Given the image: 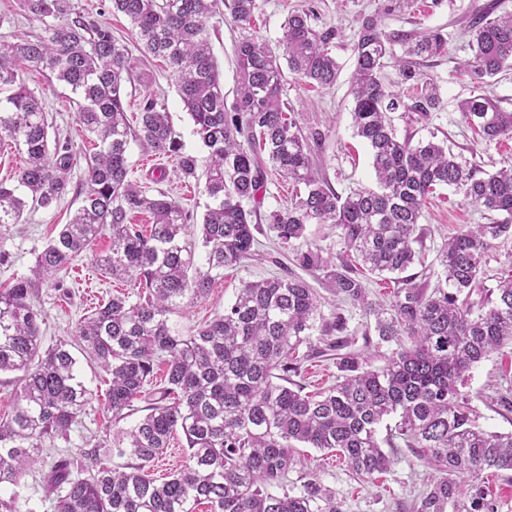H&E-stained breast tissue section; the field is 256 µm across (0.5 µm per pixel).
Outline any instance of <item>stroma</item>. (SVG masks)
Segmentation results:
<instances>
[{
  "mask_svg": "<svg viewBox=\"0 0 512 512\" xmlns=\"http://www.w3.org/2000/svg\"><path fill=\"white\" fill-rule=\"evenodd\" d=\"M489 0H415L414 7L406 12L381 15L387 31L408 33L442 29L448 33V53L440 58L423 61L420 71L433 79L439 87L441 107L423 124H409L404 113L392 115V124L398 135L416 133L426 138L436 135L447 143L459 162L484 172H495L512 164V140L498 144L465 134L457 103L469 97L470 87L455 74L458 64L471 60L467 27L478 7ZM385 0H259L255 12L254 28L269 43H276L282 36V23L289 12L313 10L320 23L338 28L340 36L333 52L340 65L335 85L329 89H313L302 80L289 79L287 98L297 113L302 126H319L327 131L329 140L323 154L314 159L315 173L328 181L340 194L371 188L375 185L371 155L367 146L354 135L351 118V77L354 70L352 44L355 33L364 18L378 13ZM379 14V13H378ZM208 32L214 56L224 81L226 101H233L236 90V64L234 46L238 30L231 25L210 21ZM27 85L42 98L47 119L67 130L76 148L84 153L97 149L94 138L80 136L75 123L77 106L71 93L62 86H49L39 73L30 74ZM125 109L129 121H136L140 104L146 96H153L164 104L171 121L182 136L185 152L205 160L206 153L192 133V121L185 111L172 74L161 61L139 65L132 85L127 88ZM165 166L169 176L161 183H154L152 172L156 166ZM129 177L150 192L165 191L170 199L179 203L196 218L201 217L209 198L204 181L178 178L173 159H162L147 153L139 143H131L128 150ZM75 195H68L49 208H26L24 221L12 225L4 244L9 254L7 262L0 264V282L29 274L37 254L57 236L63 224L68 223L72 212L79 206ZM481 207L465 200L462 194L449 188L437 190L428 199L419 220L427 236L420 261L412 265V272L428 269L439 272L437 253L460 227L485 223ZM259 254L244 265L225 270L223 277L214 281L208 295L170 317V323L179 334L186 335L197 326L222 313L241 285L279 274V267L272 260L278 246L270 232L260 234ZM109 246L108 238L98 240L91 250L84 253L71 268L61 271L55 282L43 284L39 301L45 314L41 326L44 345L69 340L75 334L80 320L90 315L95 307L112 296L129 292L128 283L106 275L95 261L96 254ZM80 377L90 390L91 397L81 413V422L72 428L67 439L54 443L58 451L78 453L97 435L103 418L102 408L108 389L106 376L91 367L86 360H79ZM512 379V346L503 347L488 360L478 364L471 372L465 386L472 404L481 418L480 425L490 431H512V413L490 405L493 388L504 386ZM302 468L317 474L322 481L335 489L338 498L347 504L348 512H397L396 506L409 502L431 477L432 472L409 451L394 456L390 470L371 483L355 481L347 468L335 456L312 448L300 451Z\"/></svg>",
  "mask_w": 512,
  "mask_h": 512,
  "instance_id": "obj_1",
  "label": "stroma"
}]
</instances>
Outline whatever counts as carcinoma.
I'll list each match as a JSON object with an SVG mask.
<instances>
[{
    "instance_id": "obj_1",
    "label": "carcinoma",
    "mask_w": 512,
    "mask_h": 512,
    "mask_svg": "<svg viewBox=\"0 0 512 512\" xmlns=\"http://www.w3.org/2000/svg\"><path fill=\"white\" fill-rule=\"evenodd\" d=\"M131 24L144 59H162L175 78L193 134L207 150L205 189L211 199L200 224L207 268L186 239L190 214L165 196H151L129 178L127 152L139 142L172 157L176 172L198 178V158L183 149L165 107L147 97L139 125L125 113L127 86L138 60L112 29L74 0H20L37 36L0 38V141L24 149L17 185H0V238L21 223L26 202L48 208L71 192L72 169L83 166V199L69 223L38 253L28 276L0 283V373L22 372L11 417L0 420V490L18 486L45 462L46 442L67 439L80 423L89 390L80 380L79 349L108 376L101 439L77 456L47 464L44 497L52 512H346L344 501L313 473L288 487L301 460L297 444L335 451L353 477L371 482L390 469L384 450L407 448L434 471L411 512H498L483 480L487 471L512 473V432H487L463 391L469 372L504 344H512V274L484 285L491 242L512 236V164L493 173L458 162L440 141L397 136L390 114L403 110L429 120L440 106L438 86L421 77L419 61L448 51V34L387 32L380 14L363 19L352 46L350 93L356 136L369 147L377 189L338 194L312 169L327 134L300 125L283 99L286 74L319 88L336 83L332 55L337 30L318 27L309 11L285 20L275 45L252 31L258 0H110ZM228 18L241 31L235 46L238 85L224 99L207 23ZM473 58L456 73L480 94L458 104L462 120L485 141L512 139V112L487 94L491 79L512 69V13L481 15L469 25ZM403 83L420 85L405 102L383 79L393 46ZM36 71L76 96V122L98 150L77 154L54 137L42 99L26 84ZM292 185L295 197L269 214V229L286 248L308 224H333L344 253L309 244L293 253V271L244 283L224 313L188 336L169 315L207 296L224 269L252 259L255 211L266 168ZM441 186L492 216L460 228L439 250L444 282H416L405 272L418 221ZM152 216L150 232L132 215ZM110 246L96 262L133 292L113 296L78 324L73 343L42 344L39 286L48 283L101 236ZM396 275L386 308L369 301L364 273ZM322 279L341 302L358 308L378 341L392 345L380 367L350 350L345 310L326 316L307 277ZM307 351L300 352L301 347ZM336 361V384L309 394L292 377L312 356ZM163 385L154 384L156 371ZM132 426L120 423L140 411ZM395 418L394 425L384 424ZM385 436L379 437L380 426ZM187 461L164 481L151 467L175 434ZM119 461H114V458Z\"/></svg>"
}]
</instances>
